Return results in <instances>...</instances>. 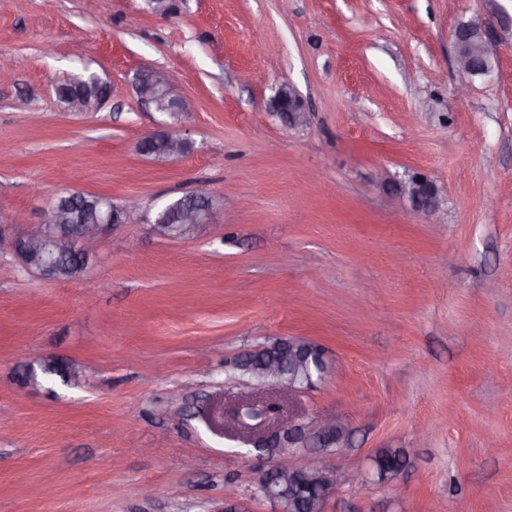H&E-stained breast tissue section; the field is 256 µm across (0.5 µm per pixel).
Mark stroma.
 I'll return each mask as SVG.
<instances>
[{
    "mask_svg": "<svg viewBox=\"0 0 512 512\" xmlns=\"http://www.w3.org/2000/svg\"><path fill=\"white\" fill-rule=\"evenodd\" d=\"M0 0V225L76 192L140 201L86 277L49 281L0 248V512H276L264 459L216 432L270 386L232 364L280 339L318 344L328 375L277 422L349 425L327 459L350 480L326 512H512V0ZM491 27L494 71L466 77L459 23ZM160 68L190 103L142 106ZM111 94L70 112L63 79ZM292 85L308 112H271ZM166 129L183 156L140 139ZM438 190L391 209L394 180ZM207 184L212 221L174 240L144 215ZM54 358L79 383L30 369ZM381 448L405 469L380 480ZM159 142L162 143L163 145L164 153V160H162L161 162L167 161L173 157H178L184 154L187 144L186 139L181 138L179 136H174L170 132L155 131L141 138L138 144V149L142 154L151 157L155 161H159L156 155H150L148 152H146V149L150 145H154ZM388 198L393 204L409 202L413 210L425 215H434L438 210L437 189L425 176L413 174L388 188Z\"/></svg>",
    "mask_w": 512,
    "mask_h": 512,
    "instance_id": "1",
    "label": "stroma"
}]
</instances>
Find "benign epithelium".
Wrapping results in <instances>:
<instances>
[{
    "mask_svg": "<svg viewBox=\"0 0 512 512\" xmlns=\"http://www.w3.org/2000/svg\"><path fill=\"white\" fill-rule=\"evenodd\" d=\"M455 61L459 69L468 76L490 74L497 62L499 44L495 35L480 22H464L457 26L455 33ZM173 77L166 71H145L134 84L137 97L142 104L150 107L162 102L165 112H187L190 104L172 93ZM106 100V96L89 98L84 96L69 99L67 109L71 112H95ZM271 110L281 116L288 126L297 127L307 123V111L297 91L287 85L277 90L270 103ZM162 143L164 160L184 154L187 141L167 131H155L141 138L138 149H146L156 143ZM393 204L409 202L413 210L425 215H433L438 210L437 189L425 176L413 174L400 181L387 192ZM74 194L70 193L54 205L42 209L41 221L22 234H10V225H0V244L8 243L11 250L29 270L45 279L54 278V267L47 264L41 268L33 267L29 259L43 250L48 242H53L61 251L75 252L89 260L97 253L101 238L114 226L124 224L137 210L138 204L128 200L124 204H112L106 200L101 204V216L94 224L74 222L63 224L60 221V209L71 203ZM164 210L176 215V224L170 227L166 236L172 239L185 237L186 233L200 224H208L213 216V201L204 188L182 197ZM292 353L288 362L272 358L262 365V373L272 378L271 385L297 396L314 387V382L303 378L308 373L309 358L316 355L319 378H324L329 367L323 351H314L316 345L298 339L288 340ZM264 413L259 421L251 426L237 423L244 442L270 459V466L258 479V491L263 497L277 505V512H285L283 499L288 496L292 482L300 473L311 476L312 483L320 488L318 499L311 501L309 508L314 512H323L329 500L338 488L345 483L344 472L325 466L328 453L324 451L329 442H336V454L352 447V435L341 420L325 417L319 422H290L274 430L265 428L270 420L274 405L263 404ZM304 449L303 459L295 461L296 449Z\"/></svg>",
    "mask_w": 512,
    "mask_h": 512,
    "instance_id": "obj_1",
    "label": "benign epithelium"
}]
</instances>
